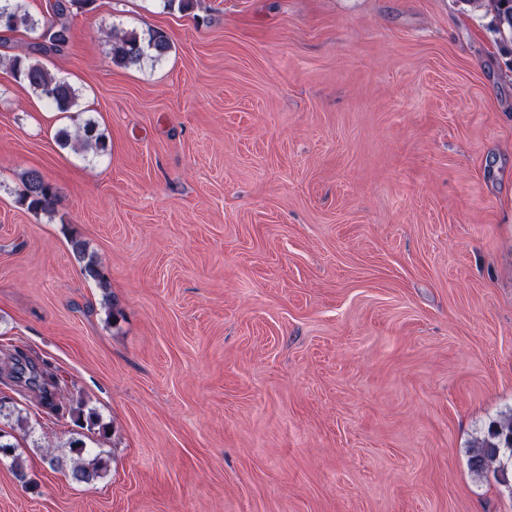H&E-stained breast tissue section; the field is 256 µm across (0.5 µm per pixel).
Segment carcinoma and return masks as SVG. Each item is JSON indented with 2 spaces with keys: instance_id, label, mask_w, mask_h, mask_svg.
I'll return each mask as SVG.
<instances>
[{
  "instance_id": "obj_1",
  "label": "carcinoma",
  "mask_w": 512,
  "mask_h": 512,
  "mask_svg": "<svg viewBox=\"0 0 512 512\" xmlns=\"http://www.w3.org/2000/svg\"><path fill=\"white\" fill-rule=\"evenodd\" d=\"M93 0H54L49 4L47 16L37 18L29 11L28 0H0V29L9 33L34 34L35 42L28 50L8 57H0V66L8 69L16 81L25 85L40 99L59 112L71 113L75 119L82 114L78 109L79 94L69 82L57 78L34 53L58 51L70 43L73 37L68 16L76 10L89 6ZM492 13L496 31L512 39V0H473ZM171 49L166 35L154 31L143 37L136 31L112 32L110 54L112 63L119 67L138 65L146 59L159 60ZM57 139L62 147L102 155L109 151V142L98 130L96 122L85 118L76 123L75 130L63 129ZM20 205L35 214L52 216L57 212L59 197L53 185L43 174L31 169L22 177ZM73 254L81 265L87 279L107 288L108 280L100 262L88 254L85 242L70 238ZM10 377L21 388L38 395L40 402L47 404L56 397L57 381L45 376V369L24 350L17 348L10 355ZM470 465L481 474L489 467L504 484L512 482V409L491 422L482 436L471 444ZM91 453L85 443L75 440L68 448L70 460L52 452L46 453L44 461L53 470H68L70 480L79 485H93L106 473L107 465L100 456L89 461L83 457Z\"/></svg>"
}]
</instances>
